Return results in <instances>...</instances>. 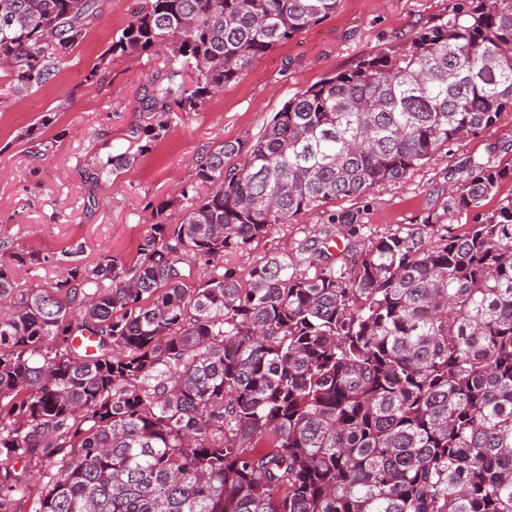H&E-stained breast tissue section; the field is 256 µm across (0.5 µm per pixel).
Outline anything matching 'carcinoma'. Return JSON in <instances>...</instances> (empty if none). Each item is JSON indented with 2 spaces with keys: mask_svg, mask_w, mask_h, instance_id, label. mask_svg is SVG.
<instances>
[{
  "mask_svg": "<svg viewBox=\"0 0 512 512\" xmlns=\"http://www.w3.org/2000/svg\"><path fill=\"white\" fill-rule=\"evenodd\" d=\"M338 3L143 0L86 81L114 54L163 55L141 98L156 140ZM104 4L0 0L7 89L52 79ZM508 109L512 0H455L295 93L255 142L207 152L182 221L151 225L134 261L65 252L61 279L22 289L39 257L1 258L0 512L30 497L19 461L42 482L34 512H512V197L484 204L512 166L465 160L456 194L339 267L278 255L246 288L189 282L197 262L401 181Z\"/></svg>",
  "mask_w": 512,
  "mask_h": 512,
  "instance_id": "1",
  "label": "carcinoma"
}]
</instances>
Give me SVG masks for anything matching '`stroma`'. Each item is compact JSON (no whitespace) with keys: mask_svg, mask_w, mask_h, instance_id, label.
Segmentation results:
<instances>
[{"mask_svg":"<svg viewBox=\"0 0 512 512\" xmlns=\"http://www.w3.org/2000/svg\"><path fill=\"white\" fill-rule=\"evenodd\" d=\"M139 3L109 0L58 74L37 92L9 93L0 77V240L41 258L19 273V287L43 288L56 281L61 252L75 247L86 263L133 260L158 218L181 221L183 190L207 151L223 141L250 143L296 92L353 67L415 28L446 18L453 0H340L335 14L271 49L199 111L174 113L166 134L150 142L133 166L92 184L88 172L133 145L134 132L151 121L139 98L159 60L116 54L101 82L86 80ZM469 157L495 166L512 164L511 109L495 126L449 143L405 179L382 185L369 197H342L274 225L225 254L224 269L248 285L252 268L268 258L315 247L325 214L366 209L365 228L336 238L327 250L329 262L342 263L348 249L363 239L387 234L437 208L456 189V170Z\"/></svg>","mask_w":512,"mask_h":512,"instance_id":"obj_1","label":"stroma"}]
</instances>
